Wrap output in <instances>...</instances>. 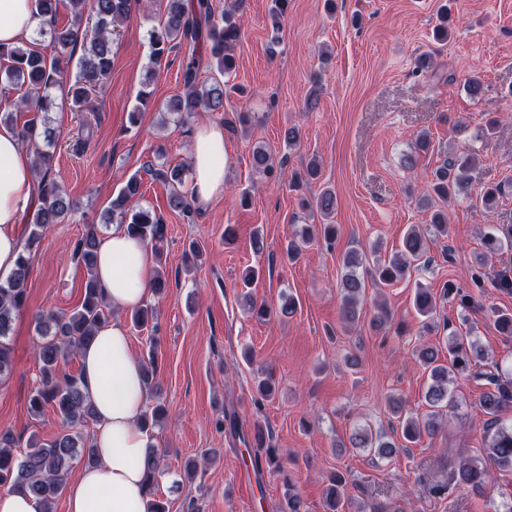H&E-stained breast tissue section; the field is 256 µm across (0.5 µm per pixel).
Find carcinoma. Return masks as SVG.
Returning a JSON list of instances; mask_svg holds the SVG:
<instances>
[{"mask_svg":"<svg viewBox=\"0 0 512 512\" xmlns=\"http://www.w3.org/2000/svg\"><path fill=\"white\" fill-rule=\"evenodd\" d=\"M39 8L47 21L51 39L58 55L47 59L41 53L19 45H0V87L14 90L27 87L26 94L11 102L0 99V124L16 127L23 143L33 148L34 168L39 176L37 198L28 237L22 254L11 277L0 281V378L8 375L12 366V348L9 336L18 312L27 302L26 280L31 264V252L48 228L59 223L73 208V202L60 184L51 177L55 164L56 130L46 123V116L57 108L49 89L67 80L71 55L68 48L85 47L87 54L79 63L80 72L72 82L71 97L73 111L81 112L88 103L90 91L97 82L112 70V36L118 25L128 20L139 0H38ZM243 0H234L220 15H215L211 0H166L165 16L161 29L154 32L150 42V60L156 67L162 65L173 49L183 42L201 47L199 54H191L182 65L184 92L168 100L162 114L189 117L200 111L221 112L224 110V83L221 77L236 69L234 47L241 39V28L237 11ZM69 11L70 21L63 26L56 23L60 9ZM288 11V0H275L270 12L271 38H278L281 21ZM215 71L218 76L211 81L200 80L202 69ZM151 82L143 84L137 96V105L130 112V122L137 123L139 112L147 109L153 97ZM32 112L34 116L17 125V114ZM476 164L473 155L450 157L430 174L431 191L419 200V205L431 212V227L435 233L448 234V201L467 194L470 172ZM252 168L264 175L274 173V165L268 150L259 146L252 151ZM320 164L311 159L303 172H293L288 179L289 187L298 190L319 175ZM152 180L171 187L167 204L170 210L190 216L194 213L193 199L182 190L185 168L160 164L146 167ZM142 178L135 173L124 187L112 198L107 207L106 219L119 220L128 232L154 246L156 255H161L160 245L167 239V224L162 216L138 206L142 196ZM302 208L319 220L307 224L288 240L286 257L295 259L300 243L321 236L333 242L339 235L338 226L330 222L335 211L336 196L328 188L312 199H301ZM100 229L87 226L70 249L71 259L85 268L84 295L82 301L68 313L42 312L36 315V331L42 337L36 350L39 363V380L28 396V410L38 417L48 407L52 408L66 427L52 440L36 437L26 442V451L18 455L14 448L19 441L8 429L0 430V486L22 489L37 497L43 512H54L55 502L63 489V477L80 459L85 464L97 462L94 446L84 435L83 428L95 420L91 405L87 402L81 386V375L64 371L61 364L79 353L82 346L94 337L95 329L112 318V307L105 301L96 277V259ZM486 251L495 253L504 247H512V224H495L484 235ZM425 236L418 228H411L402 239L400 249L394 255L376 264L370 271L371 279L384 286H392L402 280L410 267L427 266ZM363 264L362 256L354 251L343 255L344 274L340 281L341 313L344 321L358 320L359 305L364 300L365 278L357 269ZM417 312L429 318L436 311L437 302L428 288H419L414 295ZM494 323L504 336H512V311H493ZM467 337H448V361L440 362L438 348L421 345L415 355L428 372L430 383L424 398L430 408L427 415L417 417L403 413L402 402L397 398L388 401L389 408L398 419L402 438L418 444L432 437L440 426L441 410L456 405L453 393L448 390V380L453 374L468 372L485 380L491 389L481 398L480 406L488 416L486 421V459L463 460L453 470L450 481L481 494L493 481L492 468L512 470V424L502 418V411L512 405V377L499 366L489 367L483 363L484 355L465 344ZM258 406L271 400L277 391L269 376L255 380ZM257 448L253 460L257 470L267 464L270 473L285 474L283 457L279 449L264 447L267 439L263 431L257 433ZM354 448H374L381 459H391L401 451L394 441H384L366 432H357L350 439ZM163 456L151 447L146 461V488L148 512H168L166 502L156 496L158 478L163 473ZM349 484L345 475L334 472L329 477L325 500V512H345L351 506L345 497ZM279 512H307L304 502L287 486Z\"/></svg>","mask_w":512,"mask_h":512,"instance_id":"1","label":"carcinoma"}]
</instances>
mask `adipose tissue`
Instances as JSON below:
<instances>
[{"label":"adipose tissue","mask_w":512,"mask_h":512,"mask_svg":"<svg viewBox=\"0 0 512 512\" xmlns=\"http://www.w3.org/2000/svg\"><path fill=\"white\" fill-rule=\"evenodd\" d=\"M44 24L37 0H0V44L30 40ZM226 161L223 126L200 121L190 157L191 192L200 207L223 197ZM36 195L31 152L13 128L0 125V280L15 268L22 250L20 217ZM154 268L151 248L125 227L113 226L101 237L96 272L113 310L131 311L151 299ZM79 358L84 390L96 416L92 441L97 461L69 482L65 510L146 512L144 478L150 436L141 420L150 389L124 322L115 319L99 326Z\"/></svg>","instance_id":"obj_1"}]
</instances>
